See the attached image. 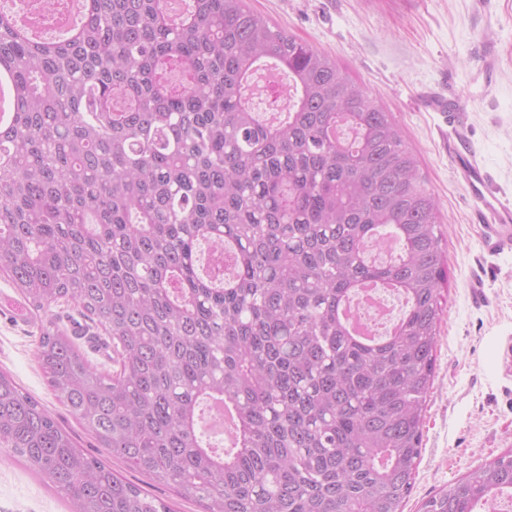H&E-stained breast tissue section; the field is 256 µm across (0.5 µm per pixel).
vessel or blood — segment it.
Wrapping results in <instances>:
<instances>
[{
	"label": "vessel or blood",
	"instance_id": "b4317fda",
	"mask_svg": "<svg viewBox=\"0 0 512 512\" xmlns=\"http://www.w3.org/2000/svg\"><path fill=\"white\" fill-rule=\"evenodd\" d=\"M438 107L448 114L450 130L445 136L448 154L453 158L456 171L471 195L479 198L483 204L477 219L484 229L486 247L492 251H512V203L489 192L487 171L467 150L463 109L452 100L439 102Z\"/></svg>",
	"mask_w": 512,
	"mask_h": 512
}]
</instances>
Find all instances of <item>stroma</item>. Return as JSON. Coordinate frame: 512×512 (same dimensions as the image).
I'll use <instances>...</instances> for the list:
<instances>
[{
  "mask_svg": "<svg viewBox=\"0 0 512 512\" xmlns=\"http://www.w3.org/2000/svg\"><path fill=\"white\" fill-rule=\"evenodd\" d=\"M247 7L331 56L390 112L440 204L448 286L427 397L422 450L403 512L446 488L487 458L512 449V376L501 344L512 337V253L483 246L477 201L443 149L448 115L427 95L454 94L468 112L467 143L512 202V0H245ZM74 336L85 357L112 370L101 326L76 305L47 312L28 306L0 274V372L36 397L87 449L91 439L49 386L36 359L43 328ZM113 472L167 504L204 512L169 486L118 458ZM0 512H69V504L20 461L0 453Z\"/></svg>",
  "mask_w": 512,
  "mask_h": 512,
  "instance_id": "35a3bbf8",
  "label": "stroma"
}]
</instances>
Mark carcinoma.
<instances>
[{
    "instance_id": "cac0c4a2",
    "label": "carcinoma",
    "mask_w": 512,
    "mask_h": 512,
    "mask_svg": "<svg viewBox=\"0 0 512 512\" xmlns=\"http://www.w3.org/2000/svg\"><path fill=\"white\" fill-rule=\"evenodd\" d=\"M14 94L0 124V272L36 310L61 300L100 324L116 369L47 328L36 355L96 441L205 512H403L435 378L440 209L400 128L328 55L243 0H85L77 32L0 23ZM262 66L282 116L247 95ZM394 234L399 251L368 247ZM219 244L230 274L198 269ZM405 300L373 345L342 310L363 282ZM232 414L212 448L202 407ZM0 453L72 512H171L76 447L0 373ZM512 491V449L427 498L474 512Z\"/></svg>"
}]
</instances>
